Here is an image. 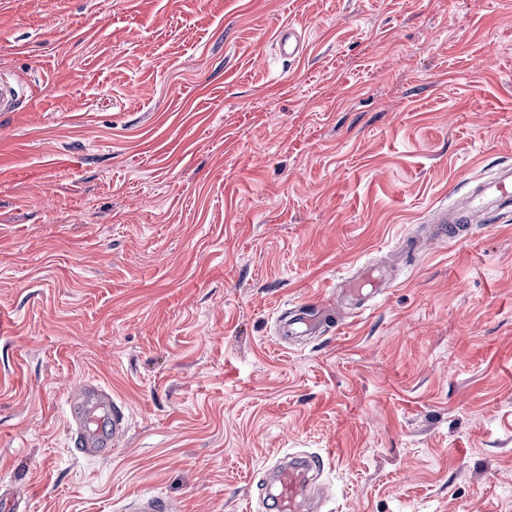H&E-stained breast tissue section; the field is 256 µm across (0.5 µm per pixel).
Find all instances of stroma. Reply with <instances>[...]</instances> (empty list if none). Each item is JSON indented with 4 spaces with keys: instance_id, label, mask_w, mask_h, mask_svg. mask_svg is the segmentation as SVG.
Returning <instances> with one entry per match:
<instances>
[{
    "instance_id": "35a3bbf8",
    "label": "stroma",
    "mask_w": 512,
    "mask_h": 512,
    "mask_svg": "<svg viewBox=\"0 0 512 512\" xmlns=\"http://www.w3.org/2000/svg\"><path fill=\"white\" fill-rule=\"evenodd\" d=\"M0 72L27 84L0 112V484L25 512H256L291 450L322 454V512H512V214L277 337L512 164V0H7ZM90 380L127 407L105 459L70 440ZM304 40L293 27H281L275 37V46L280 57H288V59H295L299 57L304 50ZM316 315L306 316L304 313L293 314L288 317L285 323V334L298 335L316 332L321 328L322 323H333L334 321L338 324L335 317L331 316L323 307V303L316 305ZM127 509L130 512H169L172 506L160 497L142 494L130 500Z\"/></svg>"
}]
</instances>
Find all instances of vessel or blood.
Wrapping results in <instances>:
<instances>
[{"label":"vessel or blood","mask_w":512,"mask_h":512,"mask_svg":"<svg viewBox=\"0 0 512 512\" xmlns=\"http://www.w3.org/2000/svg\"><path fill=\"white\" fill-rule=\"evenodd\" d=\"M280 56L299 57L304 40L293 27H281L275 37ZM24 96L21 79L0 74V112H14ZM512 209V166L500 169L496 177L480 182L463 202L451 208L438 209L433 222L436 236L441 240L459 241L469 229L487 221L498 211ZM381 276L368 266H360L357 277L343 290L347 300L361 307L381 291ZM325 309L315 315H292L285 324L290 335L312 333L322 324L331 322ZM70 435L74 448L90 458L111 454L124 431L126 420L123 405L101 384L87 382L81 395L70 401ZM324 459L317 453H289L271 468V479L265 486L266 499L272 500L275 512H310L312 497L309 487L314 477L323 470ZM129 512H171L172 506L160 497L142 494L129 501Z\"/></svg>","instance_id":"obj_1"}]
</instances>
